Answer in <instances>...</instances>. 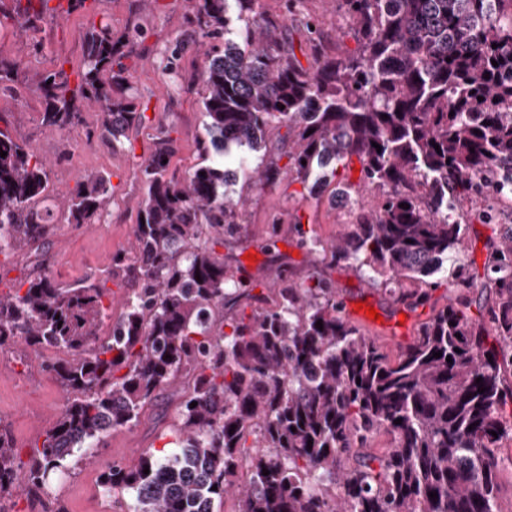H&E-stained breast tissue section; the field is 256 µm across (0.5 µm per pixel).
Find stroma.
Returning <instances> with one entry per match:
<instances>
[{
	"label": "stroma",
	"instance_id": "35a3bbf8",
	"mask_svg": "<svg viewBox=\"0 0 512 512\" xmlns=\"http://www.w3.org/2000/svg\"><path fill=\"white\" fill-rule=\"evenodd\" d=\"M193 0H95L93 15L79 12L56 23L43 26L38 34L20 33L13 28L0 29V56L21 64L22 84L14 90H0V116L8 123L12 136L28 144L50 165V180L55 188L46 206L51 210L44 260L17 250L0 254V292L18 287L48 265L55 279L70 284L91 278L105 280L113 314H120L127 282L123 276H109L115 251L129 247L137 221L141 192L130 174L150 153L159 128L169 129L176 141L171 166L178 174L192 171L202 158L197 141L204 137L205 117L200 109L202 84L184 88L165 82L162 76L164 51L185 28ZM104 19L114 34L127 32L130 21H137L139 36L130 46L128 64L133 74L132 94L143 112L141 123L128 133L124 148L115 149L93 133L101 114L93 107L84 111L82 126L59 132L45 130L40 124L42 99L39 83L53 66L55 56L79 61L82 33L90 18ZM317 22V33L308 25ZM331 54L355 48L347 20L341 15L338 0H303L282 29V38L297 59H304L310 38ZM104 170L112 175L115 191L103 214L92 224H68L61 215L62 195L90 171ZM235 191L246 199L243 222L246 240H226L224 252L244 262L245 272L257 282V293L274 287L266 266L267 247L287 255L297 278H306L313 270L310 255L297 244L295 222L313 225L324 243L344 235L355 221L354 210H341L327 198L304 194L300 183L255 186L249 174H239ZM485 205L464 202L461 219L467 226L463 257L476 276L471 297L483 316H491L498 303L494 275L490 271L495 244L507 225H512V208L499 206L492 223H484ZM279 220L277 237H269L266 228ZM254 254L245 262L246 254ZM335 281L342 301L348 307L362 302L375 307L380 320L369 321L364 330L387 352L396 353L413 341L419 325L432 311L443 307L456 287L444 275H437V288L431 290L428 304L417 307L395 301L383 287L372 284L356 266L339 264L326 268ZM56 351L30 349L21 344L0 347V428L6 429L20 451H28L60 414L66 394L44 365L55 359ZM176 401L161 393L149 407L138 426L110 434L104 443L84 458L71 457L57 474L50 494H25V471L16 474L17 488L12 499L4 501L6 512H130L133 501L128 494H104L98 480L101 472L114 462L130 463L147 450L162 449L170 440L168 428L176 413Z\"/></svg>",
	"mask_w": 512,
	"mask_h": 512
}]
</instances>
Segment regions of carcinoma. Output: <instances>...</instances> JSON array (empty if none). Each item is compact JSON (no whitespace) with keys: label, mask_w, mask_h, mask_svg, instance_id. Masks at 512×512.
<instances>
[{"label":"carcinoma","mask_w":512,"mask_h":512,"mask_svg":"<svg viewBox=\"0 0 512 512\" xmlns=\"http://www.w3.org/2000/svg\"><path fill=\"white\" fill-rule=\"evenodd\" d=\"M14 2L5 19L25 32L61 16L51 0ZM300 2L282 0L278 21L261 0H195L163 72L177 74L189 47L224 40L205 51L198 74L206 163L177 176L163 163L175 139L166 129L155 137L140 169L144 221L112 257L109 275L123 273L130 288L105 337L109 289L99 281L63 286L45 267L26 288L0 294V347L67 354L49 365L67 398L30 448L29 492L49 493L69 458L137 426L177 382L169 450L100 474L103 492L132 497L131 512H215L231 491L237 512H499L494 448L512 430L503 419L512 388L501 378L512 363V227L491 268L500 277L490 325L457 294L394 355L341 314L330 278L299 282L275 254L279 288L257 295L219 249L226 237H245L231 165L283 128L288 162L258 167L256 183L331 185L332 202L379 192L330 246L296 218L298 244L316 261L367 266L394 300L416 305L429 301L428 278L442 271L456 287H474L460 258L459 208L465 198L512 199V13L506 0H343L357 48L331 56L311 39L305 67L281 42ZM83 40L79 62L59 56L44 76L41 125L63 131L95 106L98 136L115 149L143 120L123 63L129 35L101 21ZM18 73L0 57L1 87ZM1 151L0 252L38 251L48 236L38 203L49 193V165L3 129ZM113 193L112 174L83 175L64 195V221L94 223ZM380 434L390 445L375 454ZM16 456L0 432V499L16 490Z\"/></svg>","instance_id":"1"}]
</instances>
